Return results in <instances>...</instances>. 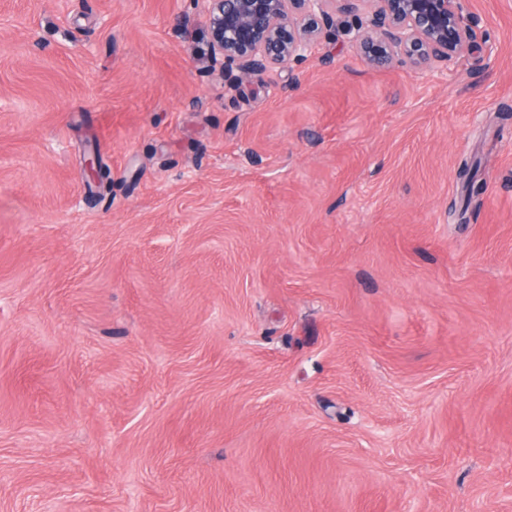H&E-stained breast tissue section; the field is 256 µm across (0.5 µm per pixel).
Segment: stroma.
Returning a JSON list of instances; mask_svg holds the SVG:
<instances>
[{"label":"stroma","instance_id":"stroma-1","mask_svg":"<svg viewBox=\"0 0 512 512\" xmlns=\"http://www.w3.org/2000/svg\"><path fill=\"white\" fill-rule=\"evenodd\" d=\"M466 10L241 88L192 0H0V512H512V0ZM82 164L90 191L94 193L98 188L101 172L104 170L95 148H90L83 153Z\"/></svg>","mask_w":512,"mask_h":512}]
</instances>
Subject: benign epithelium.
I'll list each match as a JSON object with an SVG mask.
<instances>
[{
    "mask_svg": "<svg viewBox=\"0 0 512 512\" xmlns=\"http://www.w3.org/2000/svg\"><path fill=\"white\" fill-rule=\"evenodd\" d=\"M210 36V63L221 72L261 77L307 58L311 45L334 24L335 12L354 17V45L370 64L393 60L423 71L450 62L471 45L465 0H195ZM91 192L104 167L91 148L82 155Z\"/></svg>",
    "mask_w": 512,
    "mask_h": 512,
    "instance_id": "7a95c632",
    "label": "benign epithelium"
}]
</instances>
